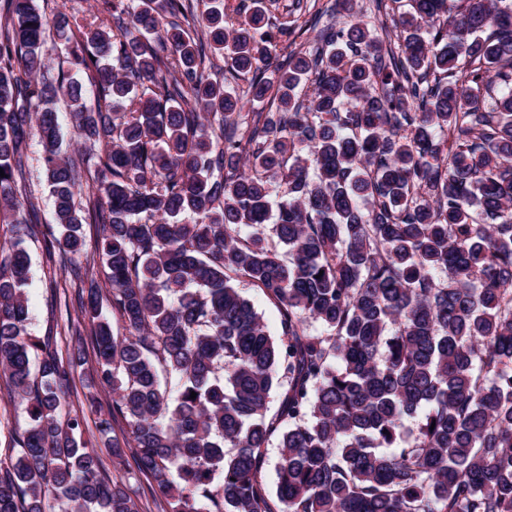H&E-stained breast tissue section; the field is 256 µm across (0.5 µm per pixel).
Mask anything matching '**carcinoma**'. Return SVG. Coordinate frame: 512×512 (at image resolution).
<instances>
[{"mask_svg": "<svg viewBox=\"0 0 512 512\" xmlns=\"http://www.w3.org/2000/svg\"><path fill=\"white\" fill-rule=\"evenodd\" d=\"M374 7L283 56L293 29L266 0L234 22L223 0H101L83 25L0 0V375L28 418L0 512H139L65 411L83 348L27 333L38 236L71 264L68 335L97 321L99 436L162 512H512V4L410 0L393 44ZM52 35L86 80L44 70ZM213 56L275 107L243 111ZM61 99L95 168L80 207ZM34 130L50 227L26 192ZM96 260L121 336L81 273ZM242 294L254 305L257 312L263 317L271 334L278 331V312L275 304L259 288H253L247 282L239 283Z\"/></svg>", "mask_w": 512, "mask_h": 512, "instance_id": "obj_1", "label": "carcinoma"}]
</instances>
